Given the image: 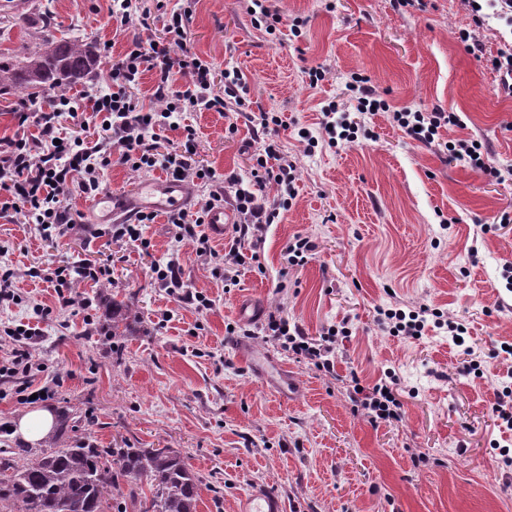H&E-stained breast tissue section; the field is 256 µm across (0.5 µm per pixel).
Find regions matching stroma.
<instances>
[{
	"instance_id": "stroma-1",
	"label": "stroma",
	"mask_w": 512,
	"mask_h": 512,
	"mask_svg": "<svg viewBox=\"0 0 512 512\" xmlns=\"http://www.w3.org/2000/svg\"><path fill=\"white\" fill-rule=\"evenodd\" d=\"M178 5L142 0L147 28L119 32L109 0H31L23 13L0 12V51L18 57L33 42L66 37L110 42L118 55L136 39L163 38L161 12ZM271 5L283 20L273 35L254 26L250 0H194L188 48L213 63V94L223 95L225 70H239L249 107L185 113L163 142L183 146L192 127L200 166L247 181L252 154L264 148L249 114L282 119L276 139L297 166V197L255 248H242L237 286L225 288L221 263L192 243L173 248L166 214L146 227L144 252L93 224L91 198L75 193L67 204L80 219L62 235L43 237L20 214L0 216V250L21 297L0 306V323L37 329L32 349L48 369L35 384L52 391L44 408L67 411L65 440L175 450L203 480L197 512H237L257 486L274 491L285 512H512V468L502 463L512 431L492 413L499 382L512 372V357L499 350L512 343V292L502 277L512 266V223L498 221L512 212V180L412 140L383 112L367 119L372 139L335 147L320 139L322 106L333 100L352 111L346 85L359 74L395 108L457 112L462 124L442 130L443 142L482 140L502 169L512 165V98L498 95L494 72L456 39L473 28L461 0H425L421 9L393 0ZM313 67L326 72L315 88ZM302 128L320 139L314 153ZM484 224L493 232L481 233ZM297 236L317 244L301 266L288 261ZM172 257L210 309L196 310L153 279V264ZM84 260L110 266L112 279L73 284L72 303L62 306L43 275ZM247 296L313 337L351 319L333 373L265 341L259 323L250 335H226ZM112 298L139 310L138 323L115 339L105 307ZM37 305L49 316L35 318ZM391 305L463 320V346L431 324L418 339L387 335L374 316ZM352 370L365 386L394 373L402 422L375 426L354 412Z\"/></svg>"
}]
</instances>
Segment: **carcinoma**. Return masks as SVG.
Here are the masks:
<instances>
[{
    "label": "carcinoma",
    "instance_id": "1",
    "mask_svg": "<svg viewBox=\"0 0 512 512\" xmlns=\"http://www.w3.org/2000/svg\"><path fill=\"white\" fill-rule=\"evenodd\" d=\"M96 64L94 46L47 39L18 63L0 52V90L56 91L81 83ZM111 307L112 336H122L138 312L124 300ZM122 482L137 512H197L201 480L170 448H96L82 440L65 448L54 441L34 451L0 448V512L16 502L23 512H127L102 493Z\"/></svg>",
    "mask_w": 512,
    "mask_h": 512
}]
</instances>
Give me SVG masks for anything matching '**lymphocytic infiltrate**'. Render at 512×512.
<instances>
[{"label": "lymphocytic infiltrate", "instance_id": "1", "mask_svg": "<svg viewBox=\"0 0 512 512\" xmlns=\"http://www.w3.org/2000/svg\"><path fill=\"white\" fill-rule=\"evenodd\" d=\"M470 13L473 30L459 32L458 37L475 57H484L483 44L477 29L486 27L489 20H497L512 28V0H462ZM192 10L183 7L164 13L161 40L134 41L123 54L109 58L110 92H84L81 98L65 94L52 96L50 102L30 98L22 104L20 122H32L38 130L37 139L18 135L0 142V214H23L38 224L45 234L64 233L77 219L65 199L78 192L96 195L103 171L112 163L113 148H121L122 159L136 170L161 168L173 180L194 177L209 185L210 192L203 205L195 212L178 210L168 216L175 226L176 243L190 241L199 254L211 251L209 238L202 229L209 209L223 202L234 201L237 219L232 226L230 255H238L245 243L260 241L267 225L275 223L282 210L292 206L297 197V167L283 157L275 142L269 141L262 152L253 156L254 179L244 182L229 176L217 179L211 169L197 166L192 147L162 151L161 133L175 128L179 114L202 109L223 111L227 100L244 106L247 91L241 72L225 70L224 94L210 92L213 83L211 63L187 47L188 22ZM157 70L159 81L154 98L163 102L162 108L147 106L133 98L129 90L139 85L144 72ZM184 76L185 84L171 89L169 78ZM356 91V109L363 114L389 113L393 122L404 129L412 139L434 143L441 128L460 125L458 113L438 107L432 109H395L360 76L349 84ZM102 116L105 125L98 132L95 144L63 136L60 132L63 117L78 118L83 109ZM322 129L329 145L352 142L357 137L371 138L366 124L351 120L340 111L336 102L322 107ZM274 183L278 194L273 201H265L262 190L266 183ZM447 329L451 338L466 333L464 323L445 315L443 311L427 306L404 310L384 308L376 310L380 330L392 336L416 338L421 336L427 322ZM268 341L280 345L296 358L313 364L318 370L333 373L332 356L339 337L349 336L347 324L326 329L319 337H311L298 324L288 319L269 315L263 327ZM46 366L36 359L30 349L15 347L0 359V379H20L18 393H26L35 376L45 372ZM349 396L354 406L360 407L371 424L394 423L402 419V402L391 380L379 379L373 386H363L358 374H351Z\"/></svg>", "mask_w": 512, "mask_h": 512}]
</instances>
